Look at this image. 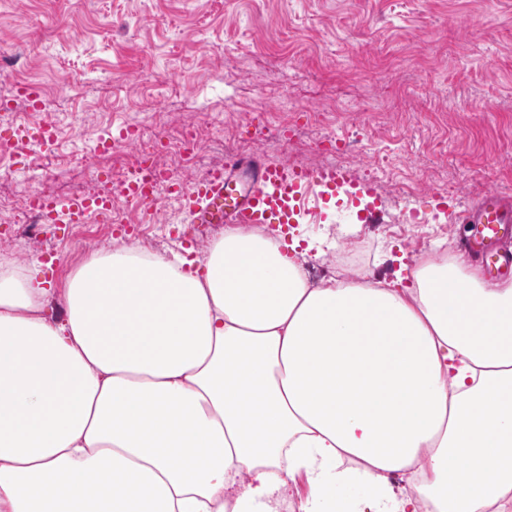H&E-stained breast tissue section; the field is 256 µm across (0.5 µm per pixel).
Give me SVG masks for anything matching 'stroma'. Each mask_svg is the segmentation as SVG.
I'll use <instances>...</instances> for the list:
<instances>
[{"label": "stroma", "mask_w": 512, "mask_h": 512, "mask_svg": "<svg viewBox=\"0 0 512 512\" xmlns=\"http://www.w3.org/2000/svg\"><path fill=\"white\" fill-rule=\"evenodd\" d=\"M48 91L56 146L18 142L35 126L17 88ZM0 198L20 207L117 190L138 144L97 159L101 136L131 131L157 159L198 183L218 145L297 166L336 164L347 148L356 194L326 195L277 239L298 242L304 268L360 249L356 279L394 280L420 258L460 255L461 211L495 190L512 198V0H0ZM379 210V224L358 215ZM137 225L117 239L97 219L47 225L36 238L0 219V260H38L64 287L94 254L136 244L203 257L212 239L187 235L185 202L160 219L116 198Z\"/></svg>", "instance_id": "obj_1"}]
</instances>
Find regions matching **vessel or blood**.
I'll list each match as a JSON object with an SVG mask.
<instances>
[{"mask_svg":"<svg viewBox=\"0 0 512 512\" xmlns=\"http://www.w3.org/2000/svg\"><path fill=\"white\" fill-rule=\"evenodd\" d=\"M347 183L340 171L313 176L285 163H272L256 155L235 156L223 168L209 173L193 188H185L156 168L135 162L132 176L125 182V200L153 203L159 191L175 194L191 203L197 224H282L296 223L315 187L334 191ZM31 204L47 222L64 215L66 223L80 224L90 217L111 212V196H97L67 204L58 210L56 202L35 195ZM461 220L474 225L475 232L464 247L485 263L489 272H512V255L499 249L500 242L512 235V200L491 190L474 205L463 210Z\"/></svg>","mask_w":512,"mask_h":512,"instance_id":"vessel-or-blood-1","label":"vessel or blood"}]
</instances>
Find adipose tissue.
<instances>
[{"mask_svg":"<svg viewBox=\"0 0 512 512\" xmlns=\"http://www.w3.org/2000/svg\"><path fill=\"white\" fill-rule=\"evenodd\" d=\"M507 512L512 281L464 257L310 284L273 237L0 270V512ZM406 480L395 490L392 477Z\"/></svg>","mask_w":512,"mask_h":512,"instance_id":"ef3b65f1","label":"adipose tissue"}]
</instances>
